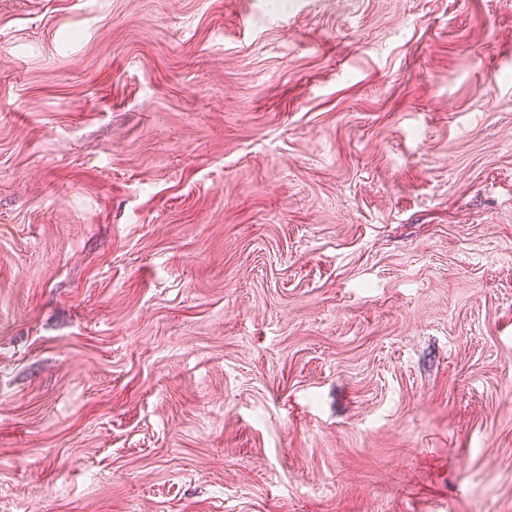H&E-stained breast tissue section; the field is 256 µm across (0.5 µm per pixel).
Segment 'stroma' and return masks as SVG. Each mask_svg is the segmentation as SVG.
Here are the masks:
<instances>
[{
  "label": "stroma",
  "instance_id": "1",
  "mask_svg": "<svg viewBox=\"0 0 512 512\" xmlns=\"http://www.w3.org/2000/svg\"><path fill=\"white\" fill-rule=\"evenodd\" d=\"M0 512H512V0H0Z\"/></svg>",
  "mask_w": 512,
  "mask_h": 512
}]
</instances>
